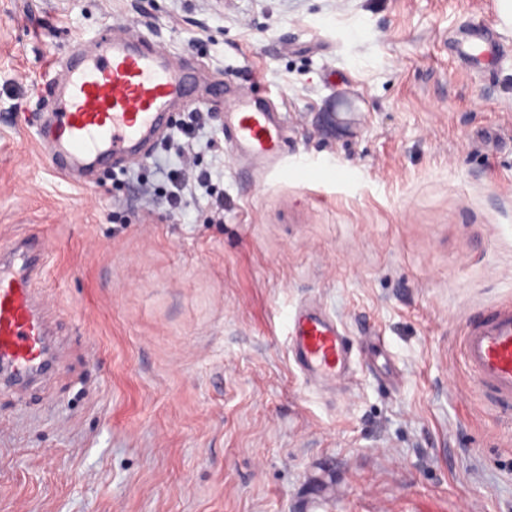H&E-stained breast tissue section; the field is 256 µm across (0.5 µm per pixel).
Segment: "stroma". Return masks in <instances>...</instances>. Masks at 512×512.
<instances>
[{
  "label": "stroma",
  "instance_id": "1",
  "mask_svg": "<svg viewBox=\"0 0 512 512\" xmlns=\"http://www.w3.org/2000/svg\"><path fill=\"white\" fill-rule=\"evenodd\" d=\"M194 74L174 163L62 177L42 151L104 23ZM502 57L456 54L475 25ZM282 112L258 171L234 99ZM42 246L56 365L0 387V512H512V410L473 388L468 320L512 305V28L497 0H0V242ZM315 303L353 344L318 389L288 353ZM164 181L167 184L165 199L171 209L182 210L192 195V187L180 169L170 168L166 171Z\"/></svg>",
  "mask_w": 512,
  "mask_h": 512
}]
</instances>
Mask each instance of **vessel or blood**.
<instances>
[{
    "label": "vessel or blood",
    "mask_w": 512,
    "mask_h": 512,
    "mask_svg": "<svg viewBox=\"0 0 512 512\" xmlns=\"http://www.w3.org/2000/svg\"><path fill=\"white\" fill-rule=\"evenodd\" d=\"M99 49H75L65 61V80L43 142L58 172L71 177L104 164L122 169L152 154L171 125L175 105L186 104V67L168 63L140 41L113 37L111 25L98 33ZM471 66L498 59L500 44L483 30L458 43ZM233 151L256 165H276L285 152L286 130L277 112L248 98L230 106ZM39 243L17 239L0 257V366L22 377L42 375L47 365V326L38 314L33 280L41 267ZM475 387L495 403L512 406V306L501 305L469 321L461 342ZM289 350L309 380L329 385L348 373L352 351L340 322L314 308L294 317Z\"/></svg>",
    "instance_id": "b4317fda"
}]
</instances>
